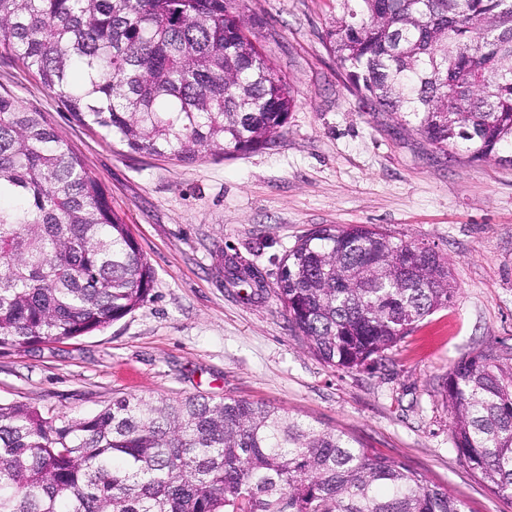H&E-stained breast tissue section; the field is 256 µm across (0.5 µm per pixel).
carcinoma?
<instances>
[{
  "mask_svg": "<svg viewBox=\"0 0 512 512\" xmlns=\"http://www.w3.org/2000/svg\"><path fill=\"white\" fill-rule=\"evenodd\" d=\"M324 42L350 85L446 155L512 165V0H336ZM0 49L83 126L192 163L266 149L293 90L233 0H0ZM154 272L44 113L0 95V348L103 329ZM232 283L265 291L250 265ZM274 296L307 347L371 369L448 306L447 260L367 224L323 225ZM460 458L512 497V363L442 382ZM0 512H464L405 462L339 429L234 397L122 396L92 416L0 404Z\"/></svg>",
  "mask_w": 512,
  "mask_h": 512,
  "instance_id": "1",
  "label": "carcinoma"
}]
</instances>
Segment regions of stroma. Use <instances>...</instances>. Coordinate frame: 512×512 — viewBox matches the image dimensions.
Returning a JSON list of instances; mask_svg holds the SVG:
<instances>
[{"label":"stroma","instance_id":"1","mask_svg":"<svg viewBox=\"0 0 512 512\" xmlns=\"http://www.w3.org/2000/svg\"><path fill=\"white\" fill-rule=\"evenodd\" d=\"M295 106L268 149L183 163L130 152L79 125L0 55V95L44 112L129 224L154 271L147 301L109 327L29 351L0 350V402L92 415L128 395L264 402L400 459L466 512H512L460 458L442 380L462 359L512 362V166L446 159L355 93L323 35L336 0H236ZM368 224L447 258L452 303L382 365L322 362L273 294L249 296L216 268L278 261L319 225Z\"/></svg>","mask_w":512,"mask_h":512}]
</instances>
